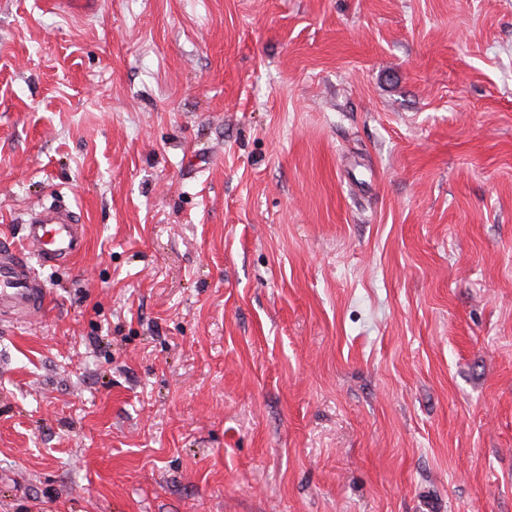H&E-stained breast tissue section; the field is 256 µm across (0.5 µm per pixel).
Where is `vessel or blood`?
I'll list each match as a JSON object with an SVG mask.
<instances>
[{
	"label": "vessel or blood",
	"mask_w": 512,
	"mask_h": 512,
	"mask_svg": "<svg viewBox=\"0 0 512 512\" xmlns=\"http://www.w3.org/2000/svg\"><path fill=\"white\" fill-rule=\"evenodd\" d=\"M26 230L23 248L0 240V316L10 314L19 321L46 312L48 295L39 268L71 261L87 247L82 219L70 208L31 212Z\"/></svg>",
	"instance_id": "obj_1"
}]
</instances>
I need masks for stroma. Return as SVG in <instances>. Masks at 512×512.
<instances>
[{"mask_svg":"<svg viewBox=\"0 0 512 512\" xmlns=\"http://www.w3.org/2000/svg\"><path fill=\"white\" fill-rule=\"evenodd\" d=\"M0 512H512V0H0ZM26 230L21 249L0 240V317L9 313L15 321L36 319L46 312L48 295L38 267L71 261L87 247L85 225L70 208L31 211Z\"/></svg>","mask_w":512,"mask_h":512,"instance_id":"obj_1","label":"stroma"}]
</instances>
